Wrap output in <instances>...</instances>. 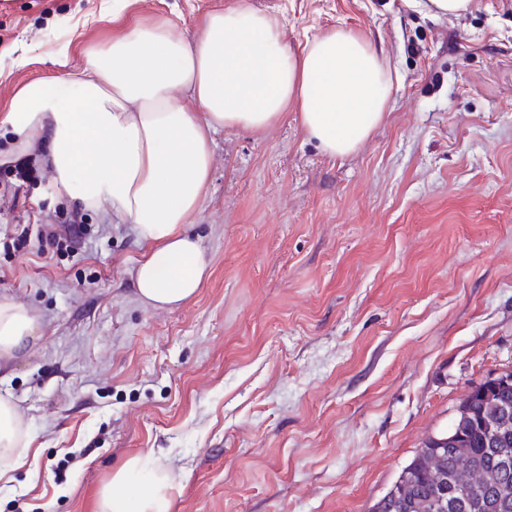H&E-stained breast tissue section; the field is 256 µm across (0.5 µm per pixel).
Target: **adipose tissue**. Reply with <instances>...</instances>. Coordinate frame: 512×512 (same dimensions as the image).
I'll return each mask as SVG.
<instances>
[{
	"mask_svg": "<svg viewBox=\"0 0 512 512\" xmlns=\"http://www.w3.org/2000/svg\"><path fill=\"white\" fill-rule=\"evenodd\" d=\"M396 74L361 34L336 28L301 50L252 0H227L192 34L136 23L89 48L82 69L12 96L0 126L39 149L58 195L133 224L143 252L130 275L138 300L164 308L194 297L210 260L186 230L205 198L214 134L261 131L295 111L329 156L357 151L381 124ZM36 317L0 301V359L24 355ZM24 423L0 398V476L24 464ZM169 472L135 455L99 489L96 512H169Z\"/></svg>",
	"mask_w": 512,
	"mask_h": 512,
	"instance_id": "1",
	"label": "adipose tissue"
}]
</instances>
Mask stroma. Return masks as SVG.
I'll return each instance as SVG.
<instances>
[{"label": "stroma", "mask_w": 512, "mask_h": 512, "mask_svg": "<svg viewBox=\"0 0 512 512\" xmlns=\"http://www.w3.org/2000/svg\"><path fill=\"white\" fill-rule=\"evenodd\" d=\"M0 0V112L121 26L194 30L225 0ZM301 49L344 27L399 75L383 123L331 157L295 112L218 131L189 229L211 267L180 305L141 304L133 225L21 183L0 131V300L39 339L0 360L29 453L0 512H95L131 456L167 468L170 512H369L429 435L512 371V0L440 19L404 0H253ZM79 212L63 253L37 236ZM27 242L15 248L20 228Z\"/></svg>", "instance_id": "35a3bbf8"}]
</instances>
